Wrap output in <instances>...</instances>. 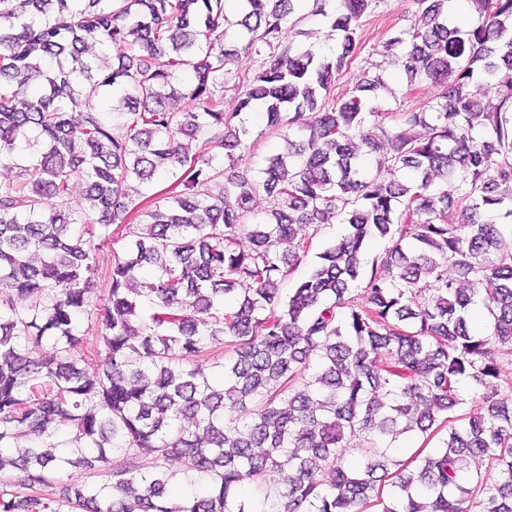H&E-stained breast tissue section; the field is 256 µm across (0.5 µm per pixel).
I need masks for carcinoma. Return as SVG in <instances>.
Wrapping results in <instances>:
<instances>
[{"label":"carcinoma","instance_id":"obj_1","mask_svg":"<svg viewBox=\"0 0 512 512\" xmlns=\"http://www.w3.org/2000/svg\"><path fill=\"white\" fill-rule=\"evenodd\" d=\"M292 2L242 0L235 20L225 0H0V166L23 144L36 159L0 189V512H254L246 483L265 489L263 512H512V380L500 367L512 353V0H469L467 28L448 0H413L421 24L385 48L401 47L409 86L445 89L388 127L372 98L382 76L330 96L372 0H338L323 56L289 39ZM93 44L111 56H90ZM240 51L262 65L230 86L224 67ZM87 84L112 93V112ZM474 85L496 103L480 105ZM229 87L285 139L258 178L233 164L248 144L224 111ZM370 120L392 145L373 175L360 164L361 146L378 149L360 140ZM294 128L307 139L289 141ZM184 167V190L144 212L130 199V179ZM76 180L80 214L66 210ZM262 193L275 206L260 217ZM46 197L59 204L45 209ZM330 217L347 233L281 299L309 250L300 229ZM116 226L132 239L98 295L96 255ZM375 236L389 246L368 266ZM146 265L156 276L144 288ZM423 277L433 295L420 301ZM479 303L487 335L470 327ZM84 317L100 327L90 341ZM217 343L232 356L212 362L211 380L199 362ZM470 399L476 412L455 424ZM444 427L434 453L391 455L401 437ZM361 440L378 455L352 469ZM172 458L205 495L170 504ZM476 458L492 474L467 476ZM51 482L57 499L38 492Z\"/></svg>","mask_w":512,"mask_h":512}]
</instances>
